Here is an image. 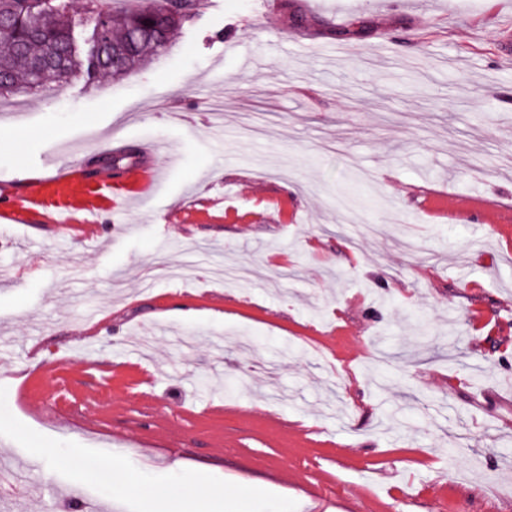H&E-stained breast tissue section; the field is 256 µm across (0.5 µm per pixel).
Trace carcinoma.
<instances>
[{
  "instance_id": "1",
  "label": "carcinoma",
  "mask_w": 512,
  "mask_h": 512,
  "mask_svg": "<svg viewBox=\"0 0 512 512\" xmlns=\"http://www.w3.org/2000/svg\"><path fill=\"white\" fill-rule=\"evenodd\" d=\"M200 0H146L140 8L117 13L99 0H87L91 22L106 20L107 38L93 65L70 50L71 23L62 21L69 0H0V96L43 86L35 61L52 55L56 66L49 80L64 83L84 71L104 78L121 77L164 52L180 22L193 15Z\"/></svg>"
}]
</instances>
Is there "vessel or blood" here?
<instances>
[{
	"mask_svg": "<svg viewBox=\"0 0 512 512\" xmlns=\"http://www.w3.org/2000/svg\"><path fill=\"white\" fill-rule=\"evenodd\" d=\"M164 157L169 165H177L180 153L175 145L159 143L143 148L137 161L122 172L128 198L145 199L156 184V157ZM42 167L50 176L36 180L25 189H17L15 181H0V220L10 224H57L64 235H72L75 225L86 227V238L97 233L96 220L102 202L111 190L110 176H103L97 185L87 183L81 171L71 165H57L43 158Z\"/></svg>",
	"mask_w": 512,
	"mask_h": 512,
	"instance_id": "vessel-or-blood-1",
	"label": "vessel or blood"
}]
</instances>
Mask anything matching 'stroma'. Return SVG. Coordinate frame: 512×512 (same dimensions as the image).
<instances>
[{
	"label": "stroma",
	"instance_id": "stroma-1",
	"mask_svg": "<svg viewBox=\"0 0 512 512\" xmlns=\"http://www.w3.org/2000/svg\"><path fill=\"white\" fill-rule=\"evenodd\" d=\"M509 28L512 0H204L134 74L1 98L0 180L180 152L95 246L0 223L10 412L297 512H512ZM0 471V512L108 501L5 436Z\"/></svg>",
	"mask_w": 512,
	"mask_h": 512
}]
</instances>
